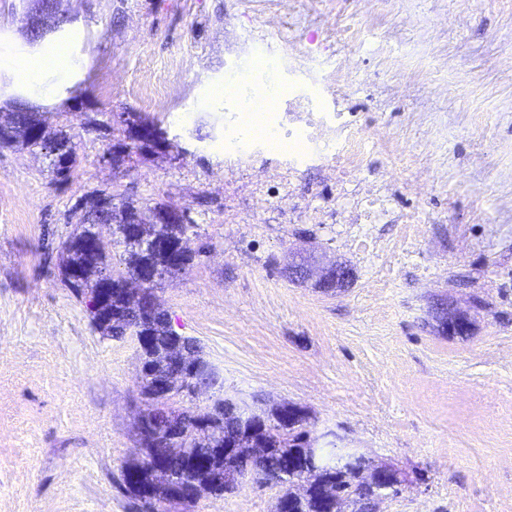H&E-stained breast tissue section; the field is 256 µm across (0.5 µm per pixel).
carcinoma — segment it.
<instances>
[{"mask_svg":"<svg viewBox=\"0 0 512 512\" xmlns=\"http://www.w3.org/2000/svg\"><path fill=\"white\" fill-rule=\"evenodd\" d=\"M149 121V118L136 113H127L124 122L128 128L134 130L135 140L140 147H147L140 125ZM30 123L38 127L41 138L52 145L64 147L58 159L52 161V173L55 182L64 184L72 177L77 165V155L73 137L62 128H51L49 116L45 112H37L28 109L26 112L0 113V148L27 149L29 145L12 140V126L18 123ZM126 207L136 204L129 200L121 201ZM147 223L143 232L148 237H164L174 244L189 240L187 235L191 228L189 224H157L150 221L155 211L161 208V204L151 205L142 202L138 205ZM69 221L76 224V232L66 241L65 247L69 252V264L75 274L67 278L69 288L78 295H85V289L92 286L98 274L106 270L112 278V292L109 297L108 307L112 312L119 314V318L106 326H97L104 336L120 339L130 334L137 338L140 347L141 372L143 376V388H148V377L157 372L162 362V354L169 341L176 336L175 330L167 314H161L157 321L148 326L153 332L151 336L143 335L139 328L143 323L137 321V311L140 308V298L136 297L128 288L129 280L133 279L140 266L144 263L152 265L158 272L159 279L178 275L185 271L193 262L196 252L188 250L184 254L181 267L171 268L169 259L161 252L149 251L140 248V243H131L126 240L124 229L117 227L112 232V242L105 243L94 249L84 247L81 239L92 231L94 221L82 214L79 206L72 207L69 213ZM120 244L124 252L120 255L119 265L114 266L108 261L112 244ZM147 411L144 416L158 420V432L154 433L155 447L165 449L169 447L166 442V429L162 415L176 413L181 419L184 443L190 448H222L224 439L236 438L241 434V429L251 426L261 428L260 436L263 444L274 449L267 462L263 465L266 470V482L286 486V489L278 497L282 501L292 495V486L300 480L308 462L307 444L311 435L308 429V414L302 409H296L294 415L281 418L273 411H264L260 414H252L248 420L241 424L231 419H224V400H217L212 407L205 410H195L191 407L173 409L169 403L159 402L151 397H146ZM178 454L170 452L167 455V463L174 472L187 480L196 482L201 493L221 496L232 492L235 482L231 478V472L235 467L230 464L228 458L218 455L209 465L195 474L185 473L178 468ZM333 479L336 484V496L323 500L317 492L308 494L303 499H297L288 512H375V505L368 499L355 496L352 478L344 473L341 468L327 465L321 469L320 475L314 480Z\"/></svg>","mask_w":512,"mask_h":512,"instance_id":"cac0c4a2","label":"carcinoma"}]
</instances>
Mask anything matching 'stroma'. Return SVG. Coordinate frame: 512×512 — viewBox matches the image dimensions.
<instances>
[{
    "mask_svg": "<svg viewBox=\"0 0 512 512\" xmlns=\"http://www.w3.org/2000/svg\"><path fill=\"white\" fill-rule=\"evenodd\" d=\"M292 3L297 52L341 19L372 32L353 51L341 107L363 121L365 177L391 184L382 223H337L336 188L317 169L290 188H254L283 162L276 150L225 180L222 93L236 68L246 84L266 81L264 49L283 48L255 0H64L68 21L36 46L19 0H0V106L50 113L78 155L59 185L40 150H0V512H134L118 483L145 407L139 345L102 337L62 275L67 215L102 191L185 210L193 226L200 257L156 294L222 383L172 407L293 403L313 435L340 432L350 450L404 473L381 512H512V212L501 206L512 74L500 67L512 0ZM454 14L466 23L437 25ZM55 43L68 49L62 67L17 82L16 63ZM124 112L166 129L178 161L134 151L112 167ZM422 172L427 193L410 194ZM292 194L321 220L290 213ZM308 241L351 268L344 292L289 279ZM443 298L474 308L470 335L433 331ZM280 494L246 478L192 512H274Z\"/></svg>",
    "mask_w": 512,
    "mask_h": 512,
    "instance_id": "1",
    "label": "stroma"
}]
</instances>
